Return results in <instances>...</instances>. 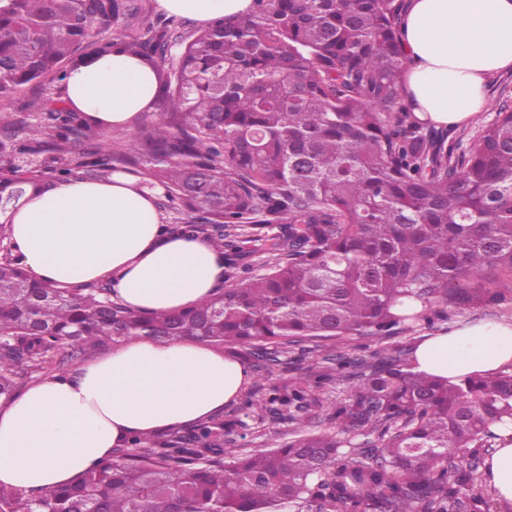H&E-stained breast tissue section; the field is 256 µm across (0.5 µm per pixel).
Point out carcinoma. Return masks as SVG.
<instances>
[{"label": "carcinoma", "instance_id": "cac0c4a2", "mask_svg": "<svg viewBox=\"0 0 512 512\" xmlns=\"http://www.w3.org/2000/svg\"><path fill=\"white\" fill-rule=\"evenodd\" d=\"M134 0H0V210L81 172L144 170L182 230L224 254L232 288L178 311H135L105 285L33 281L0 254V398L27 372L131 338H194L268 359L306 337L384 339L448 309L512 302V108L448 142L404 103L403 0H253L181 40L111 34ZM150 66L162 106L128 148L62 100L71 71L114 52ZM50 176H45V173ZM279 225L274 236L262 229ZM271 253L251 275L244 243ZM494 287L489 288L485 283ZM313 383L248 395L297 419ZM339 432L227 452L206 419L135 438L44 496L0 485V512H490L485 450L512 443V371L450 384L380 353L333 405ZM371 427L380 445L346 452Z\"/></svg>", "mask_w": 512, "mask_h": 512}]
</instances>
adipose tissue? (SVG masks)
Instances as JSON below:
<instances>
[{"mask_svg":"<svg viewBox=\"0 0 512 512\" xmlns=\"http://www.w3.org/2000/svg\"><path fill=\"white\" fill-rule=\"evenodd\" d=\"M201 24L238 18L253 0H157ZM401 40L407 102L434 124L460 126L482 109L493 74L512 69V0H407ZM65 101L103 128H131L158 102L155 71L112 54L72 72ZM155 191L130 174L73 177L0 213L22 266L61 287L110 283L135 310H175L214 295L224 257L165 224ZM418 371L451 381L512 365V322L468 324L425 337ZM247 366L198 339L133 340L73 373L26 387L0 409V484L33 494L72 482L131 438L188 427L223 410Z\"/></svg>","mask_w":512,"mask_h":512,"instance_id":"adipose-tissue-1","label":"adipose tissue"}]
</instances>
